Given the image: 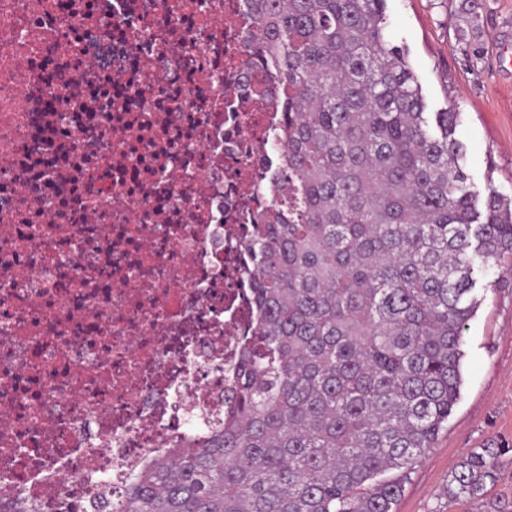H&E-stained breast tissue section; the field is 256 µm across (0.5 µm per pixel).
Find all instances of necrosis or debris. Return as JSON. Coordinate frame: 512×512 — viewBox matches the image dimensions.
<instances>
[{
    "label": "necrosis or debris",
    "mask_w": 512,
    "mask_h": 512,
    "mask_svg": "<svg viewBox=\"0 0 512 512\" xmlns=\"http://www.w3.org/2000/svg\"><path fill=\"white\" fill-rule=\"evenodd\" d=\"M247 0H0V505L88 512L224 417L279 186Z\"/></svg>",
    "instance_id": "obj_1"
}]
</instances>
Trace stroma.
<instances>
[{
	"mask_svg": "<svg viewBox=\"0 0 512 512\" xmlns=\"http://www.w3.org/2000/svg\"><path fill=\"white\" fill-rule=\"evenodd\" d=\"M387 0V34L408 49L429 111L457 105V138L478 189L512 198V0ZM460 401L434 448L416 464L395 512H492L512 502V272L485 291L465 332ZM490 443L507 446L480 500L446 497L453 467Z\"/></svg>",
	"mask_w": 512,
	"mask_h": 512,
	"instance_id": "1",
	"label": "stroma"
}]
</instances>
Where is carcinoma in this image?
I'll return each mask as SVG.
<instances>
[{"mask_svg":"<svg viewBox=\"0 0 512 512\" xmlns=\"http://www.w3.org/2000/svg\"><path fill=\"white\" fill-rule=\"evenodd\" d=\"M386 2L249 0L241 65L284 112L281 198L244 242L259 326L224 422L93 512H394L448 426L512 199L465 172L460 113L426 111ZM505 452L463 457L448 496H483Z\"/></svg>","mask_w":512,"mask_h":512,"instance_id":"carcinoma-1","label":"carcinoma"}]
</instances>
